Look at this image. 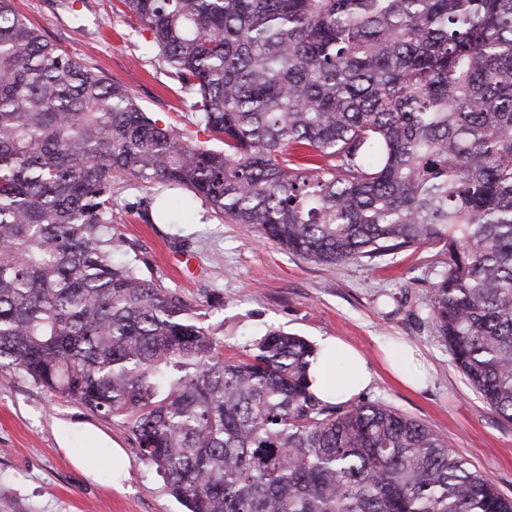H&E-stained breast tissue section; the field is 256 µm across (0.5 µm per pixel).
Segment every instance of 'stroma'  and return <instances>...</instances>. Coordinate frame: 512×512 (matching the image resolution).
Listing matches in <instances>:
<instances>
[{
	"instance_id": "stroma-1",
	"label": "stroma",
	"mask_w": 512,
	"mask_h": 512,
	"mask_svg": "<svg viewBox=\"0 0 512 512\" xmlns=\"http://www.w3.org/2000/svg\"><path fill=\"white\" fill-rule=\"evenodd\" d=\"M50 42L126 86L159 125L189 126L195 115L139 20L121 0H13ZM169 202L179 199L169 191ZM156 186L118 181L112 219L124 242L117 258L187 298L198 324L221 342L225 359L243 360L268 328L311 344L334 336L370 362L372 385L351 404L381 402L447 436L454 450L512 496V423L500 419L456 368L430 319L417 309L440 269L441 246L381 260L321 265L280 245L247 238L240 225L193 199L186 213L162 218ZM416 352L428 387L413 392L388 373L380 344ZM67 439L71 454L58 447ZM128 469L107 465L113 447ZM0 512H183L163 478L141 459L127 422L47 392L30 378L0 371Z\"/></svg>"
}]
</instances>
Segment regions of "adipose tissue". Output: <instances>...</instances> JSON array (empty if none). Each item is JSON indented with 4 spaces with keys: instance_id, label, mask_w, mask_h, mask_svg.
Returning <instances> with one entry per match:
<instances>
[{
    "instance_id": "adipose-tissue-1",
    "label": "adipose tissue",
    "mask_w": 512,
    "mask_h": 512,
    "mask_svg": "<svg viewBox=\"0 0 512 512\" xmlns=\"http://www.w3.org/2000/svg\"><path fill=\"white\" fill-rule=\"evenodd\" d=\"M314 394L327 403L345 400L366 389L373 380L367 360L340 339L319 343V353L309 368Z\"/></svg>"
}]
</instances>
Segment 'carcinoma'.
<instances>
[{"instance_id":"obj_1","label":"carcinoma","mask_w":512,"mask_h":512,"mask_svg":"<svg viewBox=\"0 0 512 512\" xmlns=\"http://www.w3.org/2000/svg\"><path fill=\"white\" fill-rule=\"evenodd\" d=\"M121 2L224 149L0 0V369L126 420L187 512H512L447 437L318 399L303 337L224 359L112 227L119 178L319 264L441 244L424 307L512 422V0Z\"/></svg>"}]
</instances>
